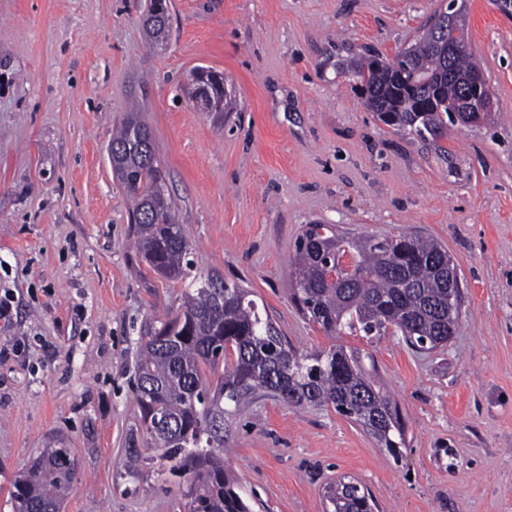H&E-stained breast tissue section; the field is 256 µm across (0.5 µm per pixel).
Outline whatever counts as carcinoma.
Returning <instances> with one entry per match:
<instances>
[{"mask_svg": "<svg viewBox=\"0 0 512 512\" xmlns=\"http://www.w3.org/2000/svg\"><path fill=\"white\" fill-rule=\"evenodd\" d=\"M146 35L168 38L156 19ZM455 29L430 21L422 36L386 64L368 54L352 64L367 108L384 124L436 142L453 115L466 107L464 79L480 70L471 49L448 57ZM439 91L435 106L416 112V102ZM112 168L133 202L137 248L151 270L168 281L185 278L190 246L175 221L149 126L132 112L112 136ZM308 224L295 242L292 297L305 317L328 336L382 335L392 329L420 352L448 344L457 330L464 297L449 300L448 255L441 244L405 234L392 238L351 236ZM348 247L349 282L330 286L325 260L336 243ZM251 292L233 282H204L180 309L146 325L139 346L136 402L141 425L169 472L183 479L187 512H251L224 469L228 419L256 395L290 406H327L360 424L397 458L406 447L397 404L377 385L357 350L333 346L299 354L288 347ZM222 372H217L219 365ZM77 465L68 449L46 448L13 481L14 512H61ZM331 512H373L366 488L345 482L325 489Z\"/></svg>", "mask_w": 512, "mask_h": 512, "instance_id": "carcinoma-1", "label": "carcinoma"}]
</instances>
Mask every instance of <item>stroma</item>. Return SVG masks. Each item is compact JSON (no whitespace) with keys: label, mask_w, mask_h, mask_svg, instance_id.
<instances>
[{"label":"stroma","mask_w":512,"mask_h":512,"mask_svg":"<svg viewBox=\"0 0 512 512\" xmlns=\"http://www.w3.org/2000/svg\"><path fill=\"white\" fill-rule=\"evenodd\" d=\"M148 6L0 0V512L54 441L80 470L61 512H185L139 427L135 370L145 321L209 278L244 283L297 351L359 350L406 423L395 458L334 409L256 400L224 457L253 512H326L339 480L379 512H512V16L466 0L496 116L436 144L380 122L350 66L414 43L440 0H169L162 49ZM198 67L223 73L231 111L189 101ZM134 110L191 245L177 282L141 261L109 163ZM314 222L445 246L465 284L448 345L336 340L305 318L289 263ZM132 441L147 462L130 476Z\"/></svg>","instance_id":"obj_1"}]
</instances>
